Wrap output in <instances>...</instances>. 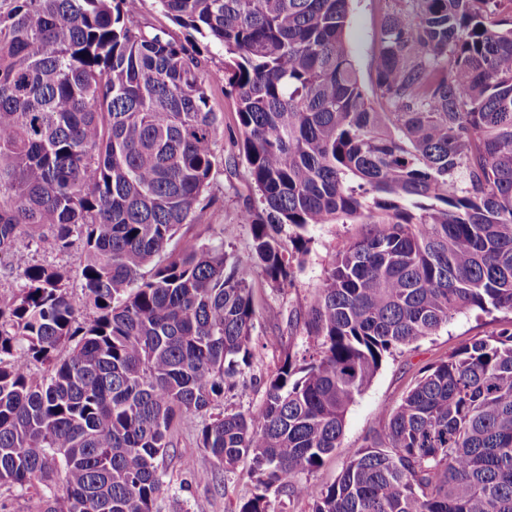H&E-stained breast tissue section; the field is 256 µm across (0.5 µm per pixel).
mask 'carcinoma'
I'll use <instances>...</instances> for the list:
<instances>
[{"label": "carcinoma", "mask_w": 512, "mask_h": 512, "mask_svg": "<svg viewBox=\"0 0 512 512\" xmlns=\"http://www.w3.org/2000/svg\"><path fill=\"white\" fill-rule=\"evenodd\" d=\"M224 49L238 137L262 214L246 207L267 281L318 224H373L325 273L261 406L227 412L249 364L252 265L203 197L219 117L200 50L145 32L129 0H0V489L39 512H157L183 420L213 482L251 458L238 512H512V324L419 372L335 482L308 477L383 359L470 310L512 314V19L504 0H391L372 89L347 46L351 0H157ZM83 249L81 320L66 273L30 247ZM67 348L64 358L56 357ZM45 366L40 376L29 363Z\"/></svg>", "instance_id": "obj_1"}]
</instances>
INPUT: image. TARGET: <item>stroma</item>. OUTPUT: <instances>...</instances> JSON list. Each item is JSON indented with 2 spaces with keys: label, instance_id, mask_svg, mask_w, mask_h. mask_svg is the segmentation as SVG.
Listing matches in <instances>:
<instances>
[{
  "label": "stroma",
  "instance_id": "35a3bbf8",
  "mask_svg": "<svg viewBox=\"0 0 512 512\" xmlns=\"http://www.w3.org/2000/svg\"><path fill=\"white\" fill-rule=\"evenodd\" d=\"M389 0H352L347 40L359 77L371 85L378 52V32ZM202 76L215 111L224 115V133L217 139L215 155L224 161L226 147L237 130L233 121L234 101L224 92V53L211 47L203 53ZM205 194L214 201V223L225 225L226 250L246 261L251 256V227L237 221L239 211L258 196L244 168L220 170L207 186ZM368 230L364 224H321L307 232L309 251L302 264L294 265L291 286L276 289L267 282L262 270H254L252 286L256 298V318L249 343L251 366L237 385L224 395V406L245 411L261 404L264 397L262 378L272 374L280 350H287L294 360L310 355L309 344L295 320L315 302L325 269L336 252L348 240L361 237ZM512 317L495 312L457 315L436 335L426 337L402 354L387 358L369 386L350 405L340 448L327 463L311 475L310 481L326 486L335 481L346 459L362 448L367 439L381 432L386 420L382 410L397 406L413 384L419 370L445 358L453 349L472 340L500 331ZM201 417L188 418L180 429L179 445L164 462L171 485L158 501L159 512H227L236 501L255 491L250 459H241L230 471L219 474L209 484L196 482L190 466L207 467L211 458L198 446Z\"/></svg>",
  "mask_w": 512,
  "mask_h": 512
}]
</instances>
